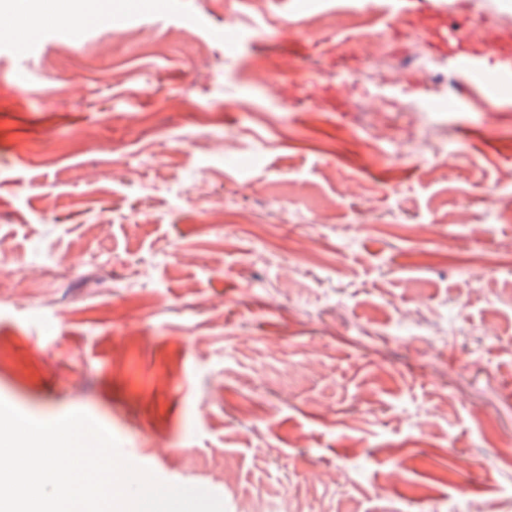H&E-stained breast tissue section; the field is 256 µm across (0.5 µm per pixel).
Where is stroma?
<instances>
[{
  "label": "stroma",
  "instance_id": "stroma-1",
  "mask_svg": "<svg viewBox=\"0 0 512 512\" xmlns=\"http://www.w3.org/2000/svg\"><path fill=\"white\" fill-rule=\"evenodd\" d=\"M134 1L123 26L0 46V400L85 412L225 512L297 488L305 512H512V87L430 41L401 80L361 81L358 58L403 39L385 0L112 10ZM431 3L489 20L502 51L468 48L512 69V0ZM286 28L310 49L266 73ZM183 99L217 121H183ZM214 195L252 224L214 221ZM456 69L470 82H477L492 89L497 82L511 81L509 70L499 71L493 78L483 57L474 56L464 51L455 54Z\"/></svg>",
  "mask_w": 512,
  "mask_h": 512
}]
</instances>
